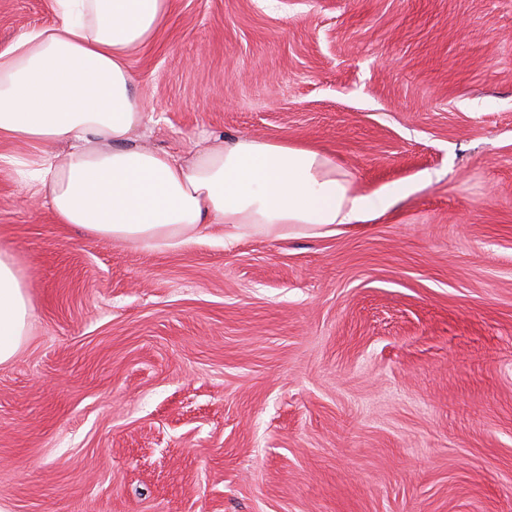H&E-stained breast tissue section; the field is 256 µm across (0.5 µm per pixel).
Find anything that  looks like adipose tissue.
Masks as SVG:
<instances>
[{
	"label": "adipose tissue",
	"instance_id": "ef3b65f1",
	"mask_svg": "<svg viewBox=\"0 0 512 512\" xmlns=\"http://www.w3.org/2000/svg\"><path fill=\"white\" fill-rule=\"evenodd\" d=\"M57 19L0 51V138L59 223L147 249L177 248L212 226L237 240L328 237L386 211L396 193L353 189L335 158L285 139L217 137L189 156L135 146L149 120L128 58L150 43L170 0H55ZM31 318L14 257L0 250V364Z\"/></svg>",
	"mask_w": 512,
	"mask_h": 512
}]
</instances>
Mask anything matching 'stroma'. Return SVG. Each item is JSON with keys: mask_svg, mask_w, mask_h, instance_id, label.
I'll use <instances>...</instances> for the list:
<instances>
[{"mask_svg": "<svg viewBox=\"0 0 512 512\" xmlns=\"http://www.w3.org/2000/svg\"><path fill=\"white\" fill-rule=\"evenodd\" d=\"M54 20L0 0V51ZM130 68L134 143L288 139L412 191L330 237L148 251L0 164L32 309L0 512H512V0H170Z\"/></svg>", "mask_w": 512, "mask_h": 512, "instance_id": "35a3bbf8", "label": "stroma"}]
</instances>
